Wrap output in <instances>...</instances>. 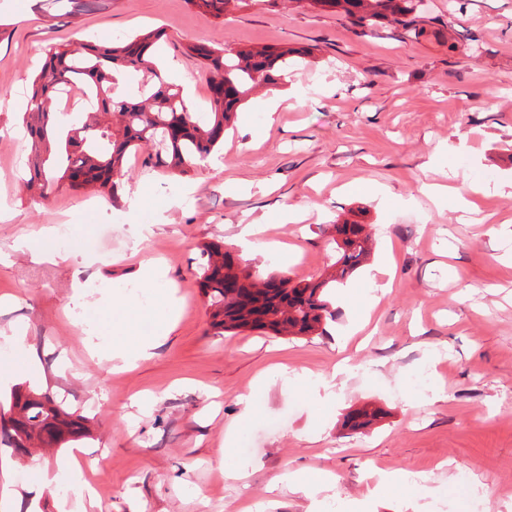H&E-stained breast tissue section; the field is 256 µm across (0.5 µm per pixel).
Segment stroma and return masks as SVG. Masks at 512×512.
Masks as SVG:
<instances>
[{
	"mask_svg": "<svg viewBox=\"0 0 512 512\" xmlns=\"http://www.w3.org/2000/svg\"><path fill=\"white\" fill-rule=\"evenodd\" d=\"M155 29L165 33L160 71L198 112L207 75L187 44L309 54L275 91L249 96L223 145L187 174L146 170L130 154L104 209L87 190H28L22 127L45 47ZM274 92L288 104L269 117ZM468 179L486 185L468 211L419 191ZM364 184L381 185L388 203L358 193ZM286 207L299 221H278ZM0 209L10 214L0 220V345L23 336L39 361L32 379L25 351L10 352L18 368L0 401L20 387L45 392L86 426L81 440L24 457L0 438V494L15 491L13 512H70L69 492L33 490L32 466L52 472L71 455L95 491L82 512H469L463 487L484 493L483 512H512V0H468L453 18L448 0H424L411 25L365 34L305 0H241L219 19L190 0H98L75 14L68 0H0ZM262 217L279 247L252 265L297 282L331 272L335 222L370 232L369 260L328 291L336 320L324 334L212 327L196 259L211 244L241 254L245 225ZM60 223L70 232L32 259ZM142 224L151 235L139 237ZM149 261L164 266L165 286L142 289ZM88 268L80 297L74 284ZM387 282L366 320L341 296ZM133 287L136 306L113 303ZM168 287L181 301L173 331L149 361L113 370V324L154 316ZM343 359L330 398L296 380ZM268 369L270 385L256 392ZM362 407L383 416L361 433L345 428ZM239 422L246 431L226 452ZM227 453L238 480L220 468ZM397 470L409 487L379 491ZM287 471L325 481L306 497L278 484Z\"/></svg>",
	"mask_w": 512,
	"mask_h": 512,
	"instance_id": "stroma-1",
	"label": "stroma"
}]
</instances>
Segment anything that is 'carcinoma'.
<instances>
[{
  "instance_id": "carcinoma-1",
  "label": "carcinoma",
  "mask_w": 512,
  "mask_h": 512,
  "mask_svg": "<svg viewBox=\"0 0 512 512\" xmlns=\"http://www.w3.org/2000/svg\"><path fill=\"white\" fill-rule=\"evenodd\" d=\"M215 18L224 16L229 0H191ZM309 6L343 13L365 33L388 21L409 25L421 0H306ZM164 32L156 30L124 45L99 49L81 40L73 47L46 49V62L33 81L35 89L27 103V129L32 139L33 176L46 196L61 185L73 190L97 188L113 193L124 175L123 163L131 153L146 148L142 164L150 170L185 174L205 161L224 140L237 109L256 88L273 86L288 71V59L301 56L292 48H231L191 44L208 73L209 111L196 112L178 85L157 77L156 44ZM141 77L134 94H118V76ZM63 89L85 93L94 99L86 107V120L66 133L57 130V113L50 109ZM113 112L118 126L101 121L98 114ZM337 273L326 280L295 282L280 272V288L273 294L254 290L253 268L234 265L231 252L216 245L203 248L197 258L199 286L208 296L212 326L219 335L240 330H261L274 336L309 335L336 320V310L327 300V287L338 283L363 265L371 251V236L365 225L347 221L334 225ZM379 412L359 410L347 415L345 425L353 430L369 426ZM0 432L21 456L28 442L60 447L84 435L83 417L58 405L52 396L19 389L8 407L0 405Z\"/></svg>"
}]
</instances>
